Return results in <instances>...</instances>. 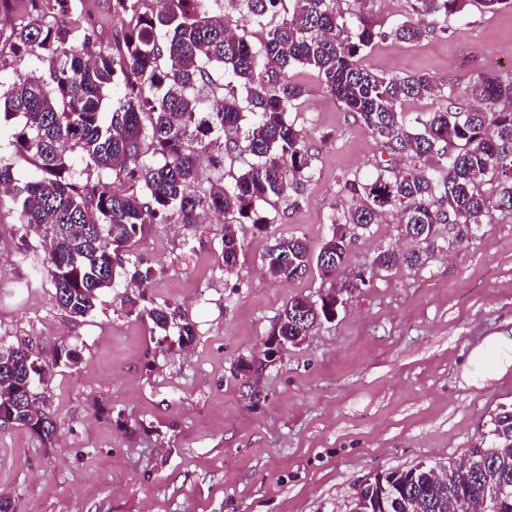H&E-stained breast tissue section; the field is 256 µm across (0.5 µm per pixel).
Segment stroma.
I'll return each instance as SVG.
<instances>
[{
  "label": "stroma",
  "instance_id": "35a3bbf8",
  "mask_svg": "<svg viewBox=\"0 0 512 512\" xmlns=\"http://www.w3.org/2000/svg\"><path fill=\"white\" fill-rule=\"evenodd\" d=\"M383 30L407 20L409 0H335ZM415 43L376 41L361 62L383 75L425 72L441 97L404 102L407 118L466 98L485 74L512 77V9L474 0L459 16L423 20ZM289 118L312 153V175L278 203L266 230L242 224L238 266L225 272L223 224H160L137 243L154 269L146 295L180 307L192 345L159 343L130 313L138 291L117 279L95 310L73 319L35 269L0 266V281H31L28 295H0V346L67 343L79 361L52 367L53 447L21 427H0V494L17 512H350L357 487L378 471L447 465L485 440L499 406L512 403V368L469 365L492 336H512V219L443 226L449 248L412 246L394 216L349 244L341 278L369 272L333 321L273 362L265 341L294 296L318 299L329 282L317 266L292 281L269 277L266 251L300 237L319 252L345 179H367L383 158L364 128L326 93L316 73ZM418 248L414 269L370 271L381 250ZM256 361L236 375L240 359Z\"/></svg>",
  "mask_w": 512,
  "mask_h": 512
}]
</instances>
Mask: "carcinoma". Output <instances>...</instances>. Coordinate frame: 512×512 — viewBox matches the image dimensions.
I'll use <instances>...</instances> for the list:
<instances>
[{
	"mask_svg": "<svg viewBox=\"0 0 512 512\" xmlns=\"http://www.w3.org/2000/svg\"><path fill=\"white\" fill-rule=\"evenodd\" d=\"M112 39L97 41L84 0H26L27 17L0 27V124L14 119L18 153L37 174L19 183L0 161V190L19 218L21 257L40 250L58 308L71 318L91 312L116 278L130 275L149 287L154 272L134 246L155 224H197L208 212L224 224L221 262L237 268L242 249L235 225L262 230L275 222L266 206L288 186L310 177L312 155L288 119L306 94L290 72L308 67L323 89L374 139L419 166L404 175L386 167L367 180L346 179L349 206L336 211L318 254L298 237L280 238L264 257L266 273L280 280L302 276L311 264L326 276L341 268L348 243L384 214H397L402 232L422 240L442 224L479 225L490 209L512 214V79L482 76L471 87L473 105L456 98L407 126L397 104L437 93L424 72L398 77L360 64L380 38L416 42L421 18L443 20L468 0H411L412 17L389 32L367 16L336 13L334 0H109ZM242 23L232 27L226 11ZM265 32L256 44L251 28ZM112 91L109 111L105 92ZM244 136V146L238 137ZM251 161L232 181L214 171L231 146ZM124 186L110 191L102 177ZM417 253L384 250L370 270L419 265ZM130 311L151 321L168 342L177 329L183 347L194 323L167 302ZM322 307L293 297L269 332L282 345L308 336ZM54 364L74 365L75 348L55 346ZM49 364L28 342L0 349V419L24 427L47 448L57 422L46 408ZM488 445L465 450L446 466L420 464L392 472L395 481L357 491L364 512H512V404L491 417Z\"/></svg>",
	"mask_w": 512,
	"mask_h": 512,
	"instance_id": "obj_1",
	"label": "carcinoma"
}]
</instances>
